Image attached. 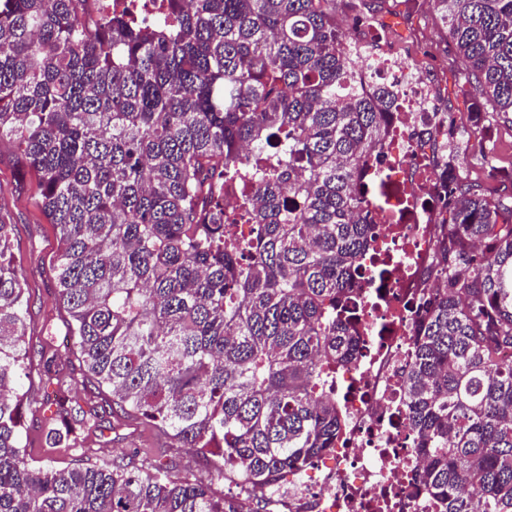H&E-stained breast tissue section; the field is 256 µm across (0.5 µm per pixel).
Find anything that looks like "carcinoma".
Listing matches in <instances>:
<instances>
[{
  "mask_svg": "<svg viewBox=\"0 0 512 512\" xmlns=\"http://www.w3.org/2000/svg\"><path fill=\"white\" fill-rule=\"evenodd\" d=\"M85 0H0V140L58 232V299L86 373L229 481L155 462L32 466L26 272L0 216V512H247L332 447L354 361V275L374 242L360 191L388 85L353 66L337 15L365 0H168L167 21H94ZM478 98L433 161L445 189L417 306L406 409L439 512H512V195L462 173L460 143L512 123V0H432ZM241 211L224 215V185ZM236 224H253L246 241ZM57 390L51 448L88 423Z\"/></svg>",
  "mask_w": 512,
  "mask_h": 512,
  "instance_id": "carcinoma-1",
  "label": "carcinoma"
}]
</instances>
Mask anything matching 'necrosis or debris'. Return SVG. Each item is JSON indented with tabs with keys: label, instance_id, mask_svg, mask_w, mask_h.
Here are the masks:
<instances>
[{
	"label": "necrosis or debris",
	"instance_id": "1",
	"mask_svg": "<svg viewBox=\"0 0 512 512\" xmlns=\"http://www.w3.org/2000/svg\"><path fill=\"white\" fill-rule=\"evenodd\" d=\"M360 76L397 88L399 99L375 150L379 174L364 192L377 241L361 260L369 276L354 307L357 356L333 382L343 429L334 448L276 488L271 512H438L416 483L424 461L412 446L403 384L440 212L432 147L416 132L441 122L430 85L405 59H376Z\"/></svg>",
	"mask_w": 512,
	"mask_h": 512
}]
</instances>
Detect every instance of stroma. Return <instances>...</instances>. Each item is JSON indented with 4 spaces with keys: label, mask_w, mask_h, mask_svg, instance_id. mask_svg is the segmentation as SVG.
<instances>
[{
    "label": "stroma",
    "mask_w": 512,
    "mask_h": 512,
    "mask_svg": "<svg viewBox=\"0 0 512 512\" xmlns=\"http://www.w3.org/2000/svg\"><path fill=\"white\" fill-rule=\"evenodd\" d=\"M398 28L384 34L368 31L359 40L371 57L407 56L421 74L436 88V103L449 112L458 127L469 124L470 97L459 90L464 66L455 45L447 37L438 15L427 0H387ZM496 166L498 178H490L489 166ZM512 172V124L501 120L491 123L486 136H476L467 144L464 173L468 180L492 191L507 186V173ZM36 180L19 157L16 144L0 140V214L14 226L13 260L27 274L31 335L28 360L39 366L42 349L54 351L67 370L76 372L80 364L72 340L66 334L67 314L57 300L53 253L57 247L54 225L44 217L38 202ZM24 423L27 435L25 453L30 463L65 468L77 463L123 461L140 463L156 461L177 477L189 476L211 484L223 493L224 480L212 465L191 449L174 443L151 423L138 418L125 419L117 429H108L112 421V394L104 387L89 382L78 385L72 397L84 409L98 411L102 427H90L81 433L71 448H51L44 442L43 430L50 415L48 397L51 386L45 380L33 379L24 386Z\"/></svg>",
    "instance_id": "35a3bbf8"
}]
</instances>
